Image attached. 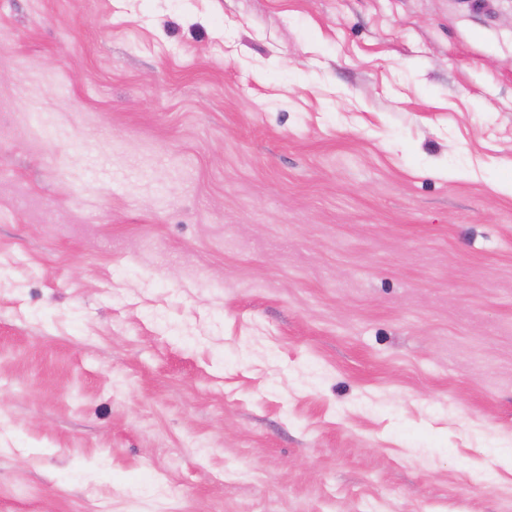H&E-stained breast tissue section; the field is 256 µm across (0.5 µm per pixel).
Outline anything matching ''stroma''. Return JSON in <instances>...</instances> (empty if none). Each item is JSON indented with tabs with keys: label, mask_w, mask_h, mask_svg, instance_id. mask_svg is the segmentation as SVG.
<instances>
[{
	"label": "stroma",
	"mask_w": 512,
	"mask_h": 512,
	"mask_svg": "<svg viewBox=\"0 0 512 512\" xmlns=\"http://www.w3.org/2000/svg\"><path fill=\"white\" fill-rule=\"evenodd\" d=\"M512 0H0V512H512Z\"/></svg>",
	"instance_id": "stroma-1"
}]
</instances>
